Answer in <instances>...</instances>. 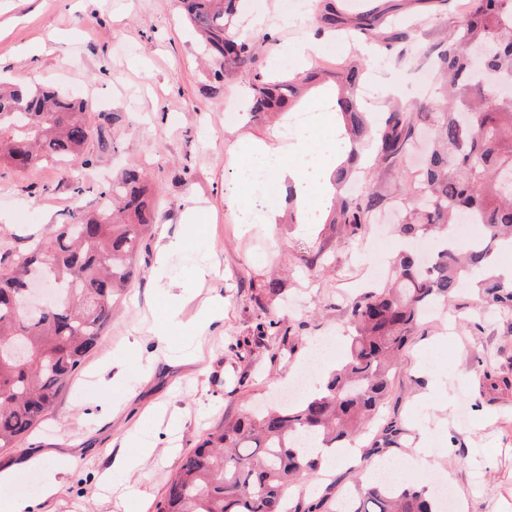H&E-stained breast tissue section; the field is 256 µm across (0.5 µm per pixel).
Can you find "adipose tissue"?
<instances>
[{
	"label": "adipose tissue",
	"instance_id": "1",
	"mask_svg": "<svg viewBox=\"0 0 512 512\" xmlns=\"http://www.w3.org/2000/svg\"><path fill=\"white\" fill-rule=\"evenodd\" d=\"M308 135L297 134L292 138L291 148L269 149L264 143L251 144L244 153L238 168L235 184L229 195L238 223L273 224L278 214L266 196L256 195L251 189V179L255 172H263L268 187L276 188L283 183H291L294 188L298 206H305L312 195H319V208H326L333 197V175L336 159L344 152V145L337 140H330L325 151L314 154L307 147ZM184 239H171L160 245L156 262L155 275L164 287L175 289L172 320L183 321L186 329L205 331L217 326L219 317L212 312H195L189 319H182L181 314L190 302L186 292L180 291L166 263L168 255L181 251Z\"/></svg>",
	"mask_w": 512,
	"mask_h": 512
}]
</instances>
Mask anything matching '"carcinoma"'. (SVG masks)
Returning <instances> with one entry per match:
<instances>
[{"instance_id":"1","label":"carcinoma","mask_w":512,"mask_h":512,"mask_svg":"<svg viewBox=\"0 0 512 512\" xmlns=\"http://www.w3.org/2000/svg\"><path fill=\"white\" fill-rule=\"evenodd\" d=\"M188 21L202 38L204 51L220 62L210 91L224 85V72L256 60L246 39L228 31L239 0H179ZM491 43L494 51L477 64L472 50ZM448 75V96L435 116L432 147L419 158L416 178L405 185L399 207V231L419 239L432 228L446 230L467 218L482 227L469 245L467 263L448 247L427 267L408 253L395 261L397 287L373 289L353 302L348 324L354 333L340 366L323 380L313 398L277 409L245 414L205 434L185 455L168 482L158 512H332L324 496L302 497L285 510L297 480L321 468L313 439L339 448L359 421L379 411L392 388V366L434 302L446 299L476 275L482 262L512 239V0H469L448 37L430 48ZM496 73L504 84H486L481 70ZM317 76L268 82L255 75L248 112L290 110L299 86ZM359 71L346 74L334 110L346 121L350 152L358 143L374 148L378 161L400 164L413 151L414 113H388L373 127L360 111ZM88 103L52 89L0 88V167L26 169L42 159L80 161L87 168L119 150L122 116L98 114L88 137ZM357 194L340 200L329 218L356 234L385 204L366 173ZM94 211H74L69 223L30 239L0 267V448H18L55 410L87 356L111 325L124 292L140 275L148 227L157 222L156 190L143 168L125 171L121 180L102 186ZM50 281L59 304L43 314H24L21 284L28 278ZM479 308L512 315V282L482 276L474 294ZM259 336H288L291 326L255 312ZM23 340L30 351L20 363L9 346ZM402 429L384 422L360 460L364 468L395 444ZM337 512H439L437 500L400 485L380 483L361 490Z\"/></svg>"}]
</instances>
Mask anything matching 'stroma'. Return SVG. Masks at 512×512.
<instances>
[{
	"label": "stroma",
	"mask_w": 512,
	"mask_h": 512,
	"mask_svg": "<svg viewBox=\"0 0 512 512\" xmlns=\"http://www.w3.org/2000/svg\"><path fill=\"white\" fill-rule=\"evenodd\" d=\"M317 0H244L232 36L250 39L254 65L226 74L210 92L214 62L182 19L178 0H0V79L54 87L94 111L123 116L121 147L91 168L40 162L26 171L0 167V253L18 240L43 237L69 212L97 208L101 185L134 165L148 166L159 211L146 241L157 248L194 230L172 257L193 295L186 314L216 307L223 333L193 337L168 328L170 301L143 267L111 326L60 396L28 447L0 450V467L17 463L12 490L39 496L48 473L23 467L30 450L57 448L76 465L41 512H156L185 454L224 420L287 400L298 371L321 341L342 336L352 302L384 286L403 241L391 222L405 186L398 166H378L372 183L388 203L357 234L336 224H256L244 229L227 205L237 172L235 146L256 140L279 148L289 120L250 122L243 101L255 75L270 78L312 68L332 76L362 68L376 102L373 121L409 104L433 111L440 97L427 52L451 32L458 0H336L349 23L318 34ZM367 23L359 34L357 20ZM82 192H75V185ZM322 254L321 263L307 266ZM279 279L280 290L267 283ZM285 318L288 339L251 334L257 304ZM246 341L241 355L229 346ZM124 354L126 384L100 389L93 372ZM493 379H484V365ZM402 434L386 453L397 483L452 485L468 512H512V320L481 313L468 289L420 325L396 370L383 408ZM154 454L137 470L101 476L111 451H135L134 432ZM376 480L374 469L322 465L304 481L308 495L344 496Z\"/></svg>",
	"instance_id": "stroma-1"
}]
</instances>
